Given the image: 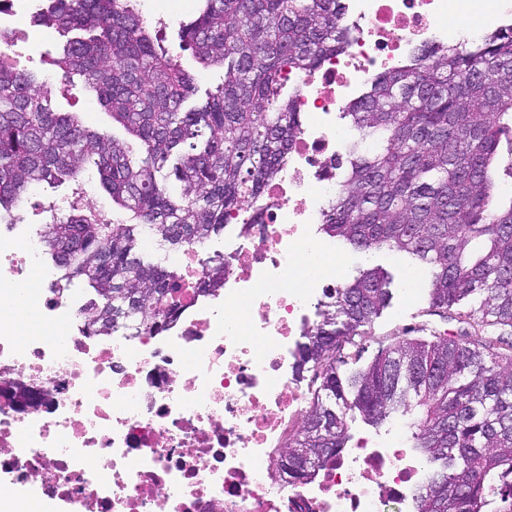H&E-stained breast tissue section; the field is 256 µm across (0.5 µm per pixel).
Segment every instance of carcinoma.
Listing matches in <instances>:
<instances>
[{
    "label": "carcinoma",
    "mask_w": 512,
    "mask_h": 512,
    "mask_svg": "<svg viewBox=\"0 0 512 512\" xmlns=\"http://www.w3.org/2000/svg\"><path fill=\"white\" fill-rule=\"evenodd\" d=\"M32 23L65 43L48 65L67 89L91 90L133 143L56 112L54 88L34 71L0 61V214L29 190L61 184L91 163L117 224L72 191L65 214L50 207L40 236L59 270L54 291L79 284L90 308L112 292V326L94 336L165 331L180 317L169 301L177 277L141 249L205 244L260 197L302 129L284 73L310 75L343 53L338 0H202L181 42L223 81L199 108L192 75L163 45L133 0H48ZM358 137L320 231L361 250L386 248L431 270L430 309L470 329L448 338L406 339L344 377L336 353L364 334L388 304L390 278L360 272L331 295L322 320L304 330L296 368L316 387L302 428L277 465L291 483L352 440L347 419L376 429L410 416L411 444L439 466L427 473L420 512H512V203L493 205L495 165L512 129V31L470 46L423 47L401 69L375 75L346 106ZM229 257L206 261L203 292L224 284ZM480 291V307L455 306Z\"/></svg>",
    "instance_id": "carcinoma-1"
}]
</instances>
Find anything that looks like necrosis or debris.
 <instances>
[{"label": "necrosis or debris", "instance_id": "obj_1", "mask_svg": "<svg viewBox=\"0 0 512 512\" xmlns=\"http://www.w3.org/2000/svg\"><path fill=\"white\" fill-rule=\"evenodd\" d=\"M342 0L347 50L309 76L288 73L305 118L288 159L236 222L224 286L198 292L207 269L183 249L181 316L159 335L88 336L70 296L56 294L39 237L0 236V308L27 277L42 281L38 312L65 334L0 326V374L30 385L0 390V480L21 499L60 512H417L425 468L406 444L368 438L303 483L275 470L289 425L308 396L295 351L309 309L338 287L343 257L321 241L325 201L336 184L326 162L344 134L336 114L360 84L416 48L461 44L485 29L512 28V0ZM45 0H0V57L15 59L18 16ZM312 267L296 273L298 262Z\"/></svg>", "mask_w": 512, "mask_h": 512}]
</instances>
